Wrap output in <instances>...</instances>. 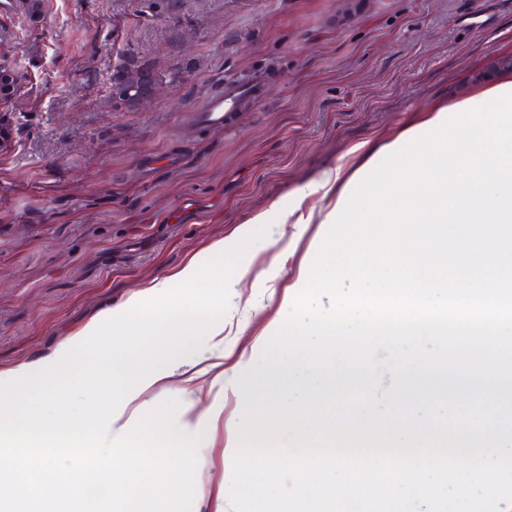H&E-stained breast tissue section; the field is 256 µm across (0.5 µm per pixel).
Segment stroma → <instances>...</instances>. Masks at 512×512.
<instances>
[{"label":"stroma","mask_w":512,"mask_h":512,"mask_svg":"<svg viewBox=\"0 0 512 512\" xmlns=\"http://www.w3.org/2000/svg\"><path fill=\"white\" fill-rule=\"evenodd\" d=\"M348 2L43 0L36 19L18 4L0 13V64L22 88L0 151V370L50 355L97 313L270 215L238 267L222 342L142 396L151 408L175 398L179 419L205 421L191 512H232L244 405L329 387L307 369L271 389L251 371L327 231L282 223L297 190L381 162L403 131L488 86L481 70L512 52V0ZM131 64L161 79L135 111L111 97ZM242 78L263 98L224 130L198 126L203 100ZM218 362L219 381L208 371Z\"/></svg>","instance_id":"stroma-1"}]
</instances>
